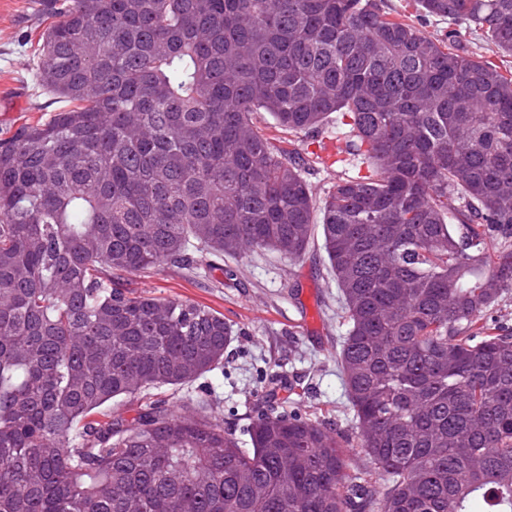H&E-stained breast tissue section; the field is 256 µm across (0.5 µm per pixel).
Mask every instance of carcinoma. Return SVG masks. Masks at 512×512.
I'll list each match as a JSON object with an SVG mask.
<instances>
[{"instance_id": "cac0c4a2", "label": "carcinoma", "mask_w": 512, "mask_h": 512, "mask_svg": "<svg viewBox=\"0 0 512 512\" xmlns=\"http://www.w3.org/2000/svg\"><path fill=\"white\" fill-rule=\"evenodd\" d=\"M418 6L443 37L377 0L52 9L36 83L61 110L0 139V512H512V329L476 327L512 290V73L456 48L476 29L512 55V0ZM332 120L367 174L317 209ZM317 227L378 488L323 420L259 411L244 446L209 394L151 398L220 368L235 331L129 277L297 262Z\"/></svg>"}]
</instances>
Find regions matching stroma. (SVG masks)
<instances>
[{
    "label": "stroma",
    "instance_id": "1",
    "mask_svg": "<svg viewBox=\"0 0 512 512\" xmlns=\"http://www.w3.org/2000/svg\"><path fill=\"white\" fill-rule=\"evenodd\" d=\"M48 23V0H0V138L37 121L52 102L35 88L32 50ZM319 141L323 162L309 181L321 199L356 169L336 160L335 126ZM130 286L210 307L236 330L223 368L175 390L174 400L210 391L225 427L242 440L256 406L266 401L280 412L330 421L348 438L352 410L336 362L346 327L321 248L296 263L268 251L236 259L206 254L187 269L159 264Z\"/></svg>",
    "mask_w": 512,
    "mask_h": 512
}]
</instances>
